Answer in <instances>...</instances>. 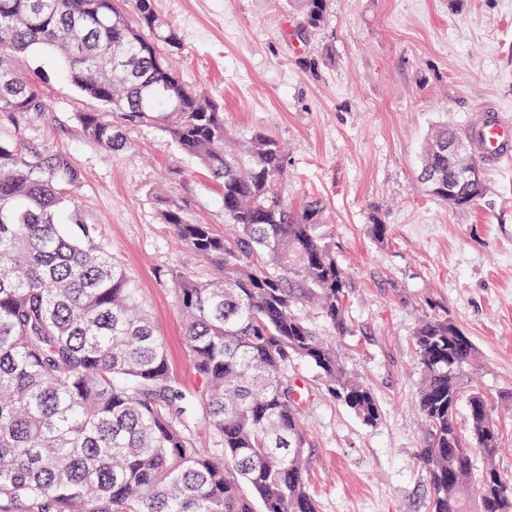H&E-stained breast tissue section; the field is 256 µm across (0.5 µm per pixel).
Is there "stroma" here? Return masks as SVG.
I'll use <instances>...</instances> for the list:
<instances>
[{
  "instance_id": "stroma-1",
  "label": "stroma",
  "mask_w": 512,
  "mask_h": 512,
  "mask_svg": "<svg viewBox=\"0 0 512 512\" xmlns=\"http://www.w3.org/2000/svg\"><path fill=\"white\" fill-rule=\"evenodd\" d=\"M181 33L175 64L190 88L219 100L234 139L260 131L288 152L283 195L297 209L322 200L324 238L348 277V326L336 351L370 388L381 417L365 425L325 391L310 365L289 376L307 398L306 483L319 512H428L417 454L421 375L413 345L438 314L477 350L476 385L492 401L512 477V165L484 171L485 198L450 208L419 182L433 128L459 130L484 106L512 113V0H329L324 28L297 41L288 0H156ZM21 71L45 109L0 120V137L63 152L82 172L69 192L134 277L163 338L169 370L188 379L172 278L196 265L160 214L179 204L224 234V191L151 125L109 152L78 115L97 101L64 80L54 57L31 50ZM387 225L385 239L373 224Z\"/></svg>"
}]
</instances>
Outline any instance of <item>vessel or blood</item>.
Masks as SVG:
<instances>
[{"mask_svg":"<svg viewBox=\"0 0 512 512\" xmlns=\"http://www.w3.org/2000/svg\"><path fill=\"white\" fill-rule=\"evenodd\" d=\"M468 136L483 164L496 167L512 161V114L486 106L481 120L469 127Z\"/></svg>","mask_w":512,"mask_h":512,"instance_id":"b4317fda","label":"vessel or blood"}]
</instances>
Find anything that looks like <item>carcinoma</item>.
Here are the masks:
<instances>
[{
    "mask_svg": "<svg viewBox=\"0 0 512 512\" xmlns=\"http://www.w3.org/2000/svg\"><path fill=\"white\" fill-rule=\"evenodd\" d=\"M290 2L297 36L324 27L327 0ZM31 49L53 52L99 103L80 122L102 148L120 151L127 131L153 124L196 158L222 185L234 233L218 237L188 222L177 204L162 212L213 270L206 279L182 270L173 280L185 385L169 373L134 279L70 207L65 189L81 179L71 158L0 139V512H318L304 478L306 411L289 367L307 362L364 424L380 419L370 389L299 314L312 304L347 335V274L315 231L322 204L288 208L277 139L257 132L243 147L229 145L222 107L170 65L183 38L154 0H0L4 118L43 108L37 84L15 66ZM461 136L446 125L432 131L420 180L466 210L486 186L458 181L448 163V143ZM414 348L428 512H469L471 494L476 512H512V479L493 463L500 431L473 384L474 344L428 316Z\"/></svg>",
    "mask_w": 512,
    "mask_h": 512,
    "instance_id": "obj_1",
    "label": "carcinoma"
}]
</instances>
